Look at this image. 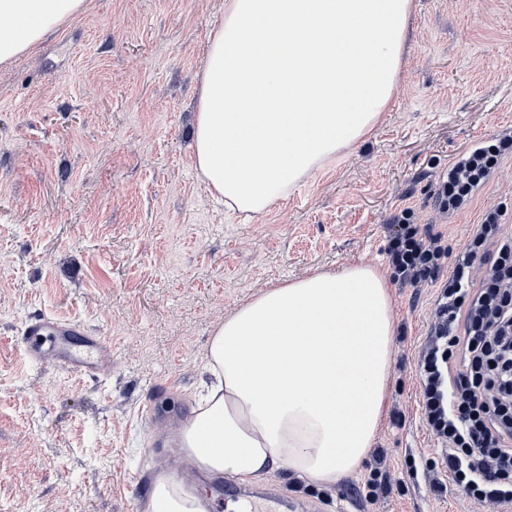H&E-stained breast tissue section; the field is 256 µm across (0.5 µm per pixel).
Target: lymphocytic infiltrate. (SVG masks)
<instances>
[{
	"instance_id": "f902f5d3",
	"label": "lymphocytic infiltrate",
	"mask_w": 512,
	"mask_h": 512,
	"mask_svg": "<svg viewBox=\"0 0 512 512\" xmlns=\"http://www.w3.org/2000/svg\"><path fill=\"white\" fill-rule=\"evenodd\" d=\"M480 146L448 172L442 203L458 208L494 168ZM492 211L455 255L438 296V321L419 357L426 426L446 442L451 482L468 498L512 504V237ZM444 249L400 225L388 249L399 278L436 277ZM491 273L475 280L476 265Z\"/></svg>"
}]
</instances>
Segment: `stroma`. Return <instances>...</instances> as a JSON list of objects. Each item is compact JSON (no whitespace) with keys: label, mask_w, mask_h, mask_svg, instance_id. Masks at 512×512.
I'll use <instances>...</instances> for the list:
<instances>
[{"label":"stroma","mask_w":512,"mask_h":512,"mask_svg":"<svg viewBox=\"0 0 512 512\" xmlns=\"http://www.w3.org/2000/svg\"><path fill=\"white\" fill-rule=\"evenodd\" d=\"M223 20L224 0H85L0 64V512H145L141 491L161 472L227 512L223 481L202 479L175 443L215 329L266 285L355 263L389 273L394 308L371 449L333 485L282 469L256 486L307 512H512L435 491L425 470L442 443L417 368L456 252L493 210L512 236V150L465 205L440 206L442 176L473 138L496 144L512 128V0H416L384 120L250 222L193 162L198 75ZM402 222L440 238L438 278L393 275ZM34 315L107 337L111 366L30 361L21 328Z\"/></svg>","instance_id":"obj_1"}]
</instances>
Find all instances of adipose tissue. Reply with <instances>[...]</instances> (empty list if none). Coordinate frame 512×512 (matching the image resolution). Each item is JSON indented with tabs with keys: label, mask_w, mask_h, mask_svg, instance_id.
I'll return each instance as SVG.
<instances>
[{
	"label": "adipose tissue",
	"mask_w": 512,
	"mask_h": 512,
	"mask_svg": "<svg viewBox=\"0 0 512 512\" xmlns=\"http://www.w3.org/2000/svg\"><path fill=\"white\" fill-rule=\"evenodd\" d=\"M84 0H0V62ZM414 0H224L200 77L194 163L231 212L280 205L369 134L398 84ZM394 336L385 272L317 269L258 291L207 351L216 382L176 440L194 468L250 483L285 469L319 485L355 470L386 407ZM150 512H209L165 473Z\"/></svg>",
	"instance_id": "adipose-tissue-1"
}]
</instances>
